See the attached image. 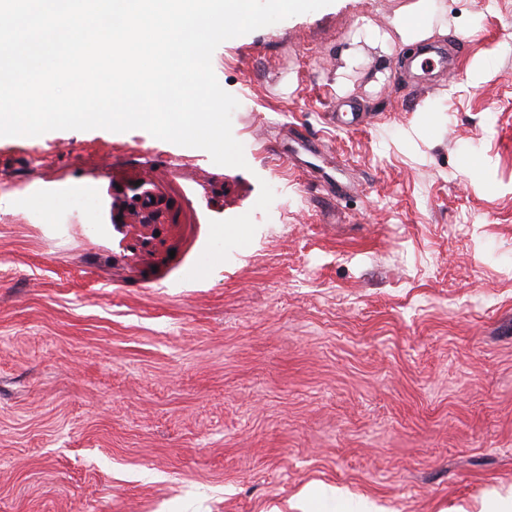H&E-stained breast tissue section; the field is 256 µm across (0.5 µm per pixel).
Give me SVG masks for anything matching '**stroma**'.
<instances>
[{"instance_id": "35a3bbf8", "label": "stroma", "mask_w": 512, "mask_h": 512, "mask_svg": "<svg viewBox=\"0 0 512 512\" xmlns=\"http://www.w3.org/2000/svg\"><path fill=\"white\" fill-rule=\"evenodd\" d=\"M415 2L221 43L243 168L142 129L0 137V512L512 496V0H426L425 72L392 26ZM144 186L145 184H141L133 189L131 209L135 215L140 217V223L152 224L154 223L155 215L158 213L159 200L155 199ZM152 199H155V203H152Z\"/></svg>"}]
</instances>
